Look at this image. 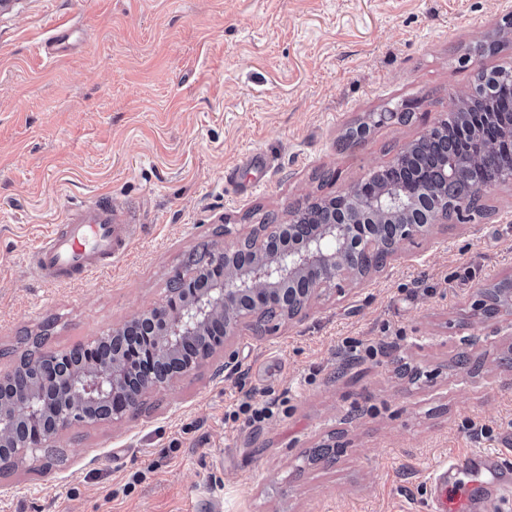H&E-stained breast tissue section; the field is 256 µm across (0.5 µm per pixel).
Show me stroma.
Returning <instances> with one entry per match:
<instances>
[{
    "mask_svg": "<svg viewBox=\"0 0 512 512\" xmlns=\"http://www.w3.org/2000/svg\"><path fill=\"white\" fill-rule=\"evenodd\" d=\"M511 19L512 0H7L0 371L30 336L70 349L163 303L225 228L284 222L366 178L476 72L512 68ZM58 27L75 45L50 58ZM371 112L407 119L343 142ZM101 202L134 226L126 254L81 283L38 280L47 231ZM479 204L302 319L243 330L234 366L216 350L134 416L74 424L61 458L0 472V512H429L450 457L512 443L506 340L460 318L512 273V184ZM246 393L276 401L273 417L226 419Z\"/></svg>",
    "mask_w": 512,
    "mask_h": 512,
    "instance_id": "obj_1",
    "label": "stroma"
}]
</instances>
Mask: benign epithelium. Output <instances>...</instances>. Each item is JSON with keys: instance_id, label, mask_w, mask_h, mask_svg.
Instances as JSON below:
<instances>
[{"instance_id": "benign-epithelium-1", "label": "benign epithelium", "mask_w": 512, "mask_h": 512, "mask_svg": "<svg viewBox=\"0 0 512 512\" xmlns=\"http://www.w3.org/2000/svg\"><path fill=\"white\" fill-rule=\"evenodd\" d=\"M401 112H380L359 123L355 138L362 140L371 128L404 120ZM455 113L450 112L419 138L403 144L395 155L378 165L381 174L395 167L402 156L421 141L439 144L448 154V126ZM502 141L476 142L478 156L488 164L497 161ZM425 179L412 193L398 187L383 186L373 177L362 180L336 195L341 203L338 218L326 224L303 223L305 209L289 214L283 224H259L248 235L238 236L214 251L213 267L219 276L194 293L189 286L202 282L204 272L194 269L175 279L163 304L142 312L150 317L154 352L163 357L180 351L190 336H205L215 318L223 324L224 340H211L199 360L180 365L165 375L159 369L138 373L132 362L118 363L104 356L86 377L69 371L46 372L32 392L0 398V447L10 449L14 461H22L51 443L76 423L91 424L98 417L83 413L70 402L58 401L54 395L77 393V400L94 406L101 400L112 401V395L123 392V399L112 407L111 421H121L139 411L144 396L161 391L179 378L189 375L200 362L210 358L214 349L229 343L244 328L262 326V317L274 308L290 320L306 314L312 301L324 289L345 283L360 285L372 274L382 271L396 253L407 244L427 236L432 228L448 220V213L438 208L423 224L376 223L381 217L408 213L418 195L425 192ZM480 317L492 335L506 333L509 343L501 351V363L512 364V275L489 281L479 292L466 318ZM131 326L126 322L104 336L93 339L85 350L103 351L109 339Z\"/></svg>"}]
</instances>
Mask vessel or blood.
I'll return each mask as SVG.
<instances>
[{"instance_id": "obj_1", "label": "vessel or blood", "mask_w": 512, "mask_h": 512, "mask_svg": "<svg viewBox=\"0 0 512 512\" xmlns=\"http://www.w3.org/2000/svg\"><path fill=\"white\" fill-rule=\"evenodd\" d=\"M133 229L112 207L100 203L81 209L71 223L59 225L36 252L33 263L41 281L53 284L85 279L111 266L128 249ZM512 471V448L453 458L447 473L431 482L432 512H473L478 492L502 499L512 486L502 483Z\"/></svg>"}]
</instances>
